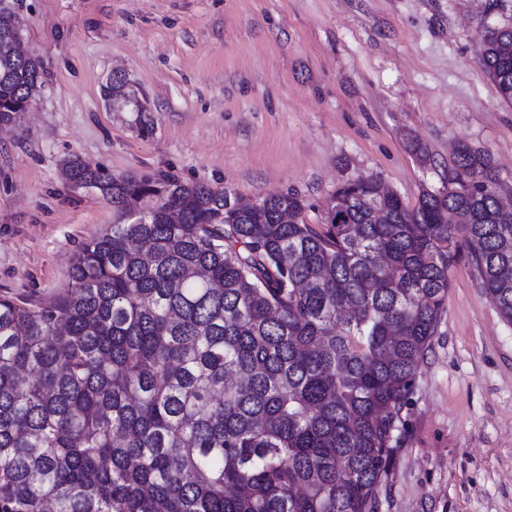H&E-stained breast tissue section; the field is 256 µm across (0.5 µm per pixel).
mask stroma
Wrapping results in <instances>:
<instances>
[{"mask_svg": "<svg viewBox=\"0 0 512 512\" xmlns=\"http://www.w3.org/2000/svg\"><path fill=\"white\" fill-rule=\"evenodd\" d=\"M42 86L0 127V295L44 300L115 214L63 165L172 175L245 201L295 193L321 225L342 181L415 205L454 146L512 190V105L482 67L512 0H8ZM125 77L141 111L107 102ZM427 145L423 163L410 140ZM422 364L374 512H512V324L468 261Z\"/></svg>", "mask_w": 512, "mask_h": 512, "instance_id": "1", "label": "stroma"}]
</instances>
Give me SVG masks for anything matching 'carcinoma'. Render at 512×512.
<instances>
[{
	"instance_id": "obj_1",
	"label": "carcinoma",
	"mask_w": 512,
	"mask_h": 512,
	"mask_svg": "<svg viewBox=\"0 0 512 512\" xmlns=\"http://www.w3.org/2000/svg\"><path fill=\"white\" fill-rule=\"evenodd\" d=\"M17 30L1 6L0 126L41 85ZM479 60L511 105L512 28ZM125 87L104 97L142 111ZM64 173L116 220L53 299L0 295V512H372L451 267L512 323V210L464 142L414 207L358 176L320 228L294 193L233 210L205 183Z\"/></svg>"
}]
</instances>
